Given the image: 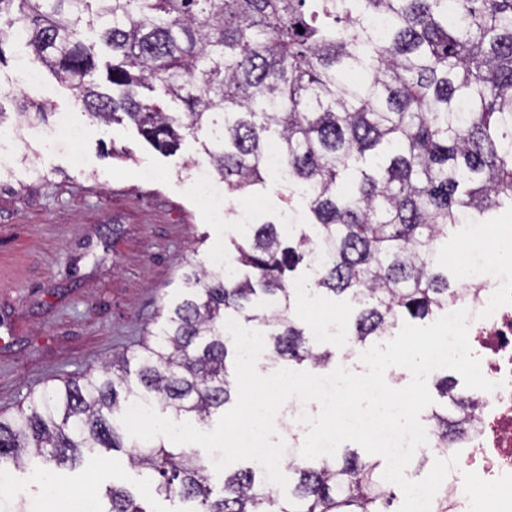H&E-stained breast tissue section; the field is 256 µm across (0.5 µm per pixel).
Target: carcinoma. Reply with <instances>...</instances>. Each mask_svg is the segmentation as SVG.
<instances>
[{
    "instance_id": "cac0c4a2",
    "label": "carcinoma",
    "mask_w": 512,
    "mask_h": 512,
    "mask_svg": "<svg viewBox=\"0 0 512 512\" xmlns=\"http://www.w3.org/2000/svg\"><path fill=\"white\" fill-rule=\"evenodd\" d=\"M94 26L112 52L110 92L93 79L95 45L81 39ZM14 40L105 125L127 121L159 151L204 133L224 195L279 181L281 215L315 233L286 245L276 224H248L231 269L187 277L136 354L0 417V463L74 465L86 452L118 451L119 415L134 401L207 422L234 391L229 319L266 327L276 363L326 365L283 280L303 262L313 287L361 306L362 345L404 318L443 311L454 289L437 246L458 224L512 209V0H455L452 14L448 0H0V65ZM141 88L181 101L187 122ZM15 115L22 124L48 112L41 103ZM437 387L445 402L430 420L446 439L461 432L470 399L446 377ZM137 447L131 467L157 494L191 504L185 512H392L379 462L355 452L290 464L286 491L268 490L250 466L217 493L194 451ZM99 510L148 512L118 482Z\"/></svg>"
}]
</instances>
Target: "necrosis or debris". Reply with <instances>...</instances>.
I'll list each match as a JSON object with an SVG mask.
<instances>
[{
  "mask_svg": "<svg viewBox=\"0 0 512 512\" xmlns=\"http://www.w3.org/2000/svg\"><path fill=\"white\" fill-rule=\"evenodd\" d=\"M449 310L468 309L469 342L496 391H471L474 402L464 435L429 434L437 458L458 455L431 512H512V277L476 267L461 271Z\"/></svg>",
  "mask_w": 512,
  "mask_h": 512,
  "instance_id": "4bbe7bcc",
  "label": "necrosis or debris"
}]
</instances>
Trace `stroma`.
Segmentation results:
<instances>
[{
	"label": "stroma",
	"instance_id": "35a3bbf8",
	"mask_svg": "<svg viewBox=\"0 0 512 512\" xmlns=\"http://www.w3.org/2000/svg\"><path fill=\"white\" fill-rule=\"evenodd\" d=\"M17 67L0 68V84L14 95L0 100L11 113L18 101L48 102L88 126L76 147L48 148L51 123L11 126L14 151L0 158V415H14L46 387L98 373L119 353L133 354L178 300L194 267L211 253L232 252L241 235L238 214L280 222L281 186L267 181L257 199L231 196L202 202L192 191L199 141L185 137L161 154L127 123L105 126L84 114L50 75L39 84L16 82ZM133 157L114 158L113 148ZM320 308L298 297L296 315L310 344L332 357L322 374L339 366L364 372L361 345L351 335L355 303L320 295ZM336 320L340 335L321 332ZM16 492L0 502L18 512H56L55 497L77 491L103 495L119 482L147 512H182V503L147 490L127 451L100 450L76 468L45 480L37 462L11 469Z\"/></svg>",
	"mask_w": 512,
	"mask_h": 512
}]
</instances>
